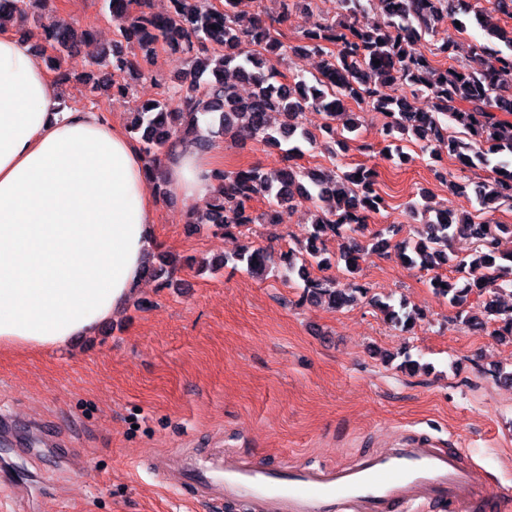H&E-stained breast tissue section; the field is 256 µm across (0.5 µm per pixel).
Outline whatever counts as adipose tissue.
I'll return each instance as SVG.
<instances>
[{
  "mask_svg": "<svg viewBox=\"0 0 512 512\" xmlns=\"http://www.w3.org/2000/svg\"><path fill=\"white\" fill-rule=\"evenodd\" d=\"M213 172L194 149L165 167L188 205ZM150 176L120 126L61 110L25 43L0 34L1 349L69 348L130 302L154 246Z\"/></svg>",
  "mask_w": 512,
  "mask_h": 512,
  "instance_id": "obj_1",
  "label": "adipose tissue"
}]
</instances>
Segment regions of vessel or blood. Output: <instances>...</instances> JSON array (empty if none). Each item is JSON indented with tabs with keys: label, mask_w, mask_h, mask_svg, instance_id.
Here are the masks:
<instances>
[{
	"label": "vessel or blood",
	"mask_w": 512,
	"mask_h": 512,
	"mask_svg": "<svg viewBox=\"0 0 512 512\" xmlns=\"http://www.w3.org/2000/svg\"><path fill=\"white\" fill-rule=\"evenodd\" d=\"M185 479L195 496L242 499L258 512H512V494L491 489L464 452L413 431L350 466L282 469L232 454L187 470Z\"/></svg>",
	"instance_id": "1"
}]
</instances>
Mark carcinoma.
Returning a JSON list of instances; mask_svg holds the SVG:
<instances>
[{"mask_svg":"<svg viewBox=\"0 0 512 512\" xmlns=\"http://www.w3.org/2000/svg\"><path fill=\"white\" fill-rule=\"evenodd\" d=\"M276 16L267 23L257 20L248 28L238 24L236 0H224V8L211 7L205 0H170L168 14L150 11V0H139V9L129 12V0H108L112 19L117 23L118 38L112 49L104 52L97 65L107 69L102 82L89 88L114 95L129 94L125 77H139L154 63L157 48L167 47L181 53L191 63L187 84L171 86L161 98L136 105L126 126L136 142L148 168L155 174L149 189L161 195L159 177L161 157L182 142L190 141L200 150L212 146L213 138L230 134L238 140H263L278 146L288 142L281 166L274 170L260 167L234 172L218 171L215 203L196 215L195 223L212 224L226 231L242 230L252 224H276L278 212L302 201L316 207L312 229L301 250L302 257L288 250L275 265L262 248L247 243L232 258L224 261L246 266L259 276L283 272L304 281L307 297L326 300L333 308H343L356 300L362 288L355 282L358 262L365 253L355 234L369 226L372 216L386 210L388 203L376 189V173L359 165L350 171L307 169L291 164L301 153L299 143H313L315 136L303 126L301 118L308 109L323 115L321 129L334 140L353 133L359 126L355 113L346 109L353 100L366 104L372 111L388 118L386 134L400 141H416L421 150L435 155L446 149L458 157L465 168L490 172L477 184L470 200V210L433 209L418 201L407 203L414 217L421 218L423 229L417 237L395 244L403 265L432 271L443 265L464 274L458 283L433 277V289L448 299L453 307L463 306L468 296L482 298L474 311L461 317L468 329L497 326V334L512 339V309L501 302L502 293L512 288L511 266L499 263L502 235L512 236V225L498 224L493 208L512 206V169L507 162H494L504 152L512 155V30L500 25L501 17L512 18V0H380L386 19L381 24L365 21L371 0H337L333 21L302 33V49L324 57L316 83L302 77L281 81V73L267 66L266 55L284 48L274 23L288 18L299 0H274ZM34 0H0V29L10 19L26 20ZM473 15L486 41L472 47L476 65L441 66L426 52L431 41L441 39L436 51L448 55L454 40L440 34L444 21L455 22L458 16ZM37 37L40 48L50 51V70L54 82L61 86L70 81L63 59L91 31L78 30L69 24H42ZM380 64H374V61ZM232 68L251 83L254 91L244 98L236 86L224 79V70ZM399 84L405 94L388 98L381 88ZM424 97L426 110L415 106ZM457 122L469 135L465 142L450 134L448 121ZM266 200L265 209L256 211L250 203ZM495 201V207L485 201ZM464 237L472 240L471 259H454L448 255L450 242ZM342 240L336 258L325 256L326 241ZM344 263L347 282L343 285L330 278L310 275L309 268L321 270ZM178 260L149 264L144 275L154 280L169 279ZM374 306L384 318L403 328L416 320L410 311L397 310L379 299Z\"/></svg>","mask_w":512,"mask_h":512,"instance_id":"obj_1","label":"carcinoma"}]
</instances>
